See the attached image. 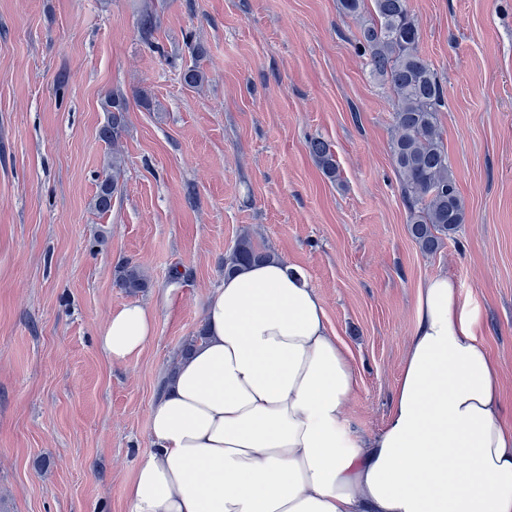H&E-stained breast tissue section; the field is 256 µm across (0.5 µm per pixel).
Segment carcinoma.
<instances>
[{
  "label": "carcinoma",
  "mask_w": 512,
  "mask_h": 512,
  "mask_svg": "<svg viewBox=\"0 0 512 512\" xmlns=\"http://www.w3.org/2000/svg\"><path fill=\"white\" fill-rule=\"evenodd\" d=\"M370 18H364L366 2ZM344 12L359 22L357 49L366 56L372 74L390 90L393 101V135L390 153L399 176L408 210V230L426 254L439 249L444 240L464 223V208L456 181L448 171V153L438 113L445 106V89L420 49L421 35L408 0H340ZM125 131V104L112 99V115L101 137L112 144L106 160V176L93 199L94 208L106 213L112 208L124 171L119 143ZM308 151L331 179L338 177L335 155L328 143L313 138ZM272 257L256 248L249 234H242L224 258V272ZM116 286L128 294L148 287V278L136 264L118 271Z\"/></svg>",
  "instance_id": "carcinoma-1"
}]
</instances>
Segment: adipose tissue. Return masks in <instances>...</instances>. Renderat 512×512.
<instances>
[{
    "mask_svg": "<svg viewBox=\"0 0 512 512\" xmlns=\"http://www.w3.org/2000/svg\"><path fill=\"white\" fill-rule=\"evenodd\" d=\"M174 293L112 312L110 361L147 347ZM413 308L387 421L363 438L346 348L305 278L277 258L226 274L151 407L130 512H512V424L478 313L445 274Z\"/></svg>",
    "mask_w": 512,
    "mask_h": 512,
    "instance_id": "1",
    "label": "adipose tissue"
}]
</instances>
